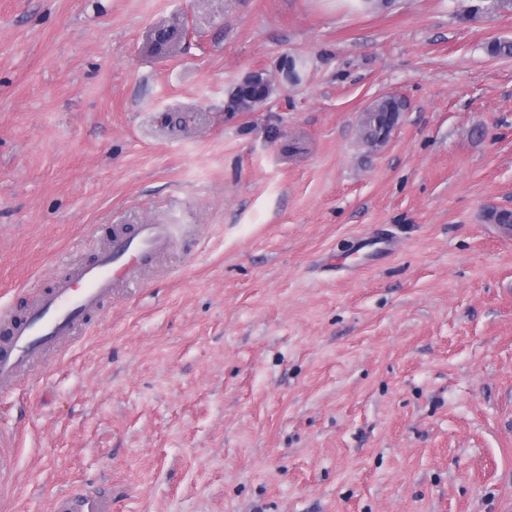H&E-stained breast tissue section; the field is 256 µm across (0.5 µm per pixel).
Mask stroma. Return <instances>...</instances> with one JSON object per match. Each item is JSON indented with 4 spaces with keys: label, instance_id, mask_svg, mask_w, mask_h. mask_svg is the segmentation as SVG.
Wrapping results in <instances>:
<instances>
[{
    "label": "stroma",
    "instance_id": "stroma-1",
    "mask_svg": "<svg viewBox=\"0 0 512 512\" xmlns=\"http://www.w3.org/2000/svg\"><path fill=\"white\" fill-rule=\"evenodd\" d=\"M476 2L0 0V306L180 227L0 382V512H512V12ZM270 85L269 83H265V85L258 86L253 84L252 82L245 80L243 83L238 85L231 95V101L237 99H244L246 97H252L254 95L260 94L262 96H254L249 98L250 105L245 108L243 111H251L257 107H260L270 95ZM401 103L394 98H385L374 104L366 112L374 114H365V118L362 123V139L368 145H376L383 140H376L374 134L375 120L381 122L385 119L387 113L401 112Z\"/></svg>",
    "mask_w": 512,
    "mask_h": 512
}]
</instances>
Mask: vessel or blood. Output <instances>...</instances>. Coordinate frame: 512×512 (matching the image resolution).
<instances>
[{
  "instance_id": "vessel-or-blood-1",
  "label": "vessel or blood",
  "mask_w": 512,
  "mask_h": 512,
  "mask_svg": "<svg viewBox=\"0 0 512 512\" xmlns=\"http://www.w3.org/2000/svg\"><path fill=\"white\" fill-rule=\"evenodd\" d=\"M174 237L171 224H141L128 234L114 233L92 260L55 275L52 287L42 291L25 314L1 306L0 379H15L45 351L74 336L116 288L137 282Z\"/></svg>"
}]
</instances>
